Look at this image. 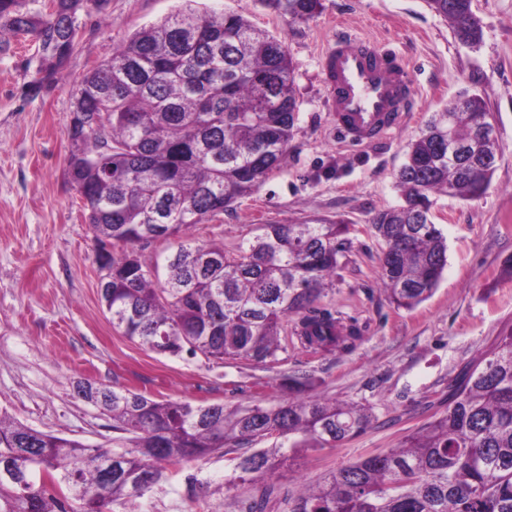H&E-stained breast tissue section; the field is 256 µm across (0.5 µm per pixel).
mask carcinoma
Listing matches in <instances>:
<instances>
[{
    "instance_id": "obj_1",
    "label": "carcinoma",
    "mask_w": 512,
    "mask_h": 512,
    "mask_svg": "<svg viewBox=\"0 0 512 512\" xmlns=\"http://www.w3.org/2000/svg\"><path fill=\"white\" fill-rule=\"evenodd\" d=\"M0 0V36L30 34L40 65L37 96L58 81L54 60L75 50L78 14L109 0H51L44 16ZM455 40L477 50L483 26L473 0H426ZM291 21L317 17L321 0H261ZM285 42L233 12L178 9L74 81L64 181L79 195L97 247L111 246L101 289L112 327L163 355L209 363L276 364L288 344L312 354L350 350L360 331L317 307L336 281L350 226L309 219L261 224L233 248L180 240L183 230L252 194L288 157L298 112ZM432 114L396 176L400 202L378 211L380 277L389 303L412 310L447 265L433 197L472 199L495 167L464 176L448 162L451 138L471 140L475 115L496 121L467 91ZM176 241L149 264L136 246ZM288 400L158 401L131 390L77 386L112 418V443L90 446L33 429L0 412V512H114L152 491L163 470L214 453L229 457L225 486L265 480L300 450L335 448L372 424V408L311 394L308 374L286 375ZM256 449L248 452L245 446ZM288 512H512V329L448 382V411L399 447L330 471L288 499Z\"/></svg>"
}]
</instances>
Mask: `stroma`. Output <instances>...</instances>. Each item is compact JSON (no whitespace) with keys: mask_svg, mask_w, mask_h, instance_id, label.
<instances>
[{"mask_svg":"<svg viewBox=\"0 0 512 512\" xmlns=\"http://www.w3.org/2000/svg\"><path fill=\"white\" fill-rule=\"evenodd\" d=\"M322 3L313 20L293 22L260 0H197L196 9L242 15L285 41L298 120L286 164L186 235L230 248L257 224L312 216L349 224L351 245L319 305L358 324L354 350L322 356L296 346L274 365L209 364L157 354L113 328L101 302L93 234L63 178L72 83L183 3L110 0L106 18L80 13L78 46L61 79L38 97L28 95L39 65L35 39L20 34L0 44V410L34 429L104 445L112 421L75 395L76 382L233 407L281 402L288 396L282 377L306 372L316 393L372 407L375 419L364 433L303 452L268 477L276 497L265 512H288L304 486L398 447L411 430L447 411L449 380L512 327V279L501 272L512 255V0H473L484 31L476 51L460 46L425 0ZM341 30L400 53L414 83L401 126L369 146L348 143L328 112L323 54ZM466 90L482 95L496 116V170L478 198L435 196L447 266L431 298L411 311L397 309L380 280L383 244L368 226L378 210L399 201L395 177L408 143L433 112ZM231 468L218 454L169 468L136 512H243L257 489H226Z\"/></svg>","mask_w":512,"mask_h":512,"instance_id":"obj_1","label":"stroma"}]
</instances>
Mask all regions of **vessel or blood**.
Segmentation results:
<instances>
[{
	"instance_id": "vessel-or-blood-1",
	"label": "vessel or blood",
	"mask_w": 512,
	"mask_h": 512,
	"mask_svg": "<svg viewBox=\"0 0 512 512\" xmlns=\"http://www.w3.org/2000/svg\"><path fill=\"white\" fill-rule=\"evenodd\" d=\"M323 58L329 110L348 142L370 144L402 124L413 89L399 55L340 33Z\"/></svg>"
}]
</instances>
